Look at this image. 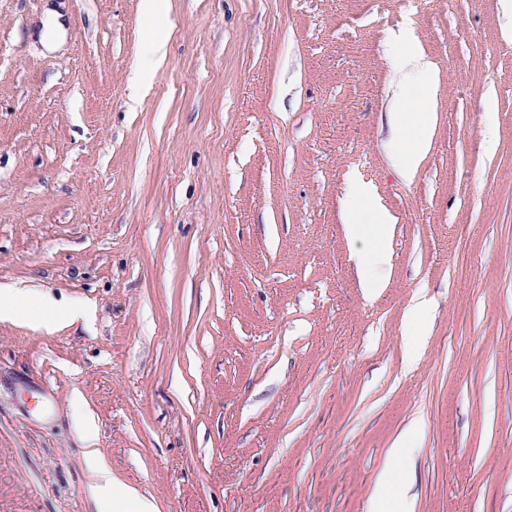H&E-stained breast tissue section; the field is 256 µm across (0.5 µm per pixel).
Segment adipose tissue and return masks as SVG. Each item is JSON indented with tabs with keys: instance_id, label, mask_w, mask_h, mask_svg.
Masks as SVG:
<instances>
[{
	"instance_id": "adipose-tissue-1",
	"label": "adipose tissue",
	"mask_w": 512,
	"mask_h": 512,
	"mask_svg": "<svg viewBox=\"0 0 512 512\" xmlns=\"http://www.w3.org/2000/svg\"><path fill=\"white\" fill-rule=\"evenodd\" d=\"M398 74L399 95L393 108L395 134L390 142L394 164L406 174H414L426 152L431 134L430 106L436 87L434 65L415 47L393 59ZM354 210L350 212L349 236L354 255L370 288L384 285L387 256L380 243L383 227L391 223V215L373 201L371 188L361 182L353 188ZM37 305L44 313L37 320L40 328L55 329L77 320L89 319L93 314L90 305L58 307L47 296L28 288H9L0 293V320H16L23 306ZM72 425L86 448V465L92 474L86 494L96 512H118L120 505H128L133 512H157L153 501L142 497L134 488L119 485L102 454L91 415L81 407L75 408ZM418 441L416 429L401 434L388 451L387 462L377 476L375 491L370 499L369 512H413V505L405 496L389 498L391 487L407 482L406 472L398 465L412 455Z\"/></svg>"
}]
</instances>
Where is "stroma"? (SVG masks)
I'll return each instance as SVG.
<instances>
[{
    "label": "stroma",
    "mask_w": 512,
    "mask_h": 512,
    "mask_svg": "<svg viewBox=\"0 0 512 512\" xmlns=\"http://www.w3.org/2000/svg\"><path fill=\"white\" fill-rule=\"evenodd\" d=\"M166 6L0 0V288L94 308L0 321V512H95L76 397L157 512H368L415 420L414 512H512V8ZM404 29L437 86L411 177L388 148ZM354 176L394 218L374 295ZM428 306L425 300L419 302L410 309L407 317L406 337L407 343L411 346L410 353H414V346L418 336H423L427 324Z\"/></svg>",
    "instance_id": "obj_1"
}]
</instances>
